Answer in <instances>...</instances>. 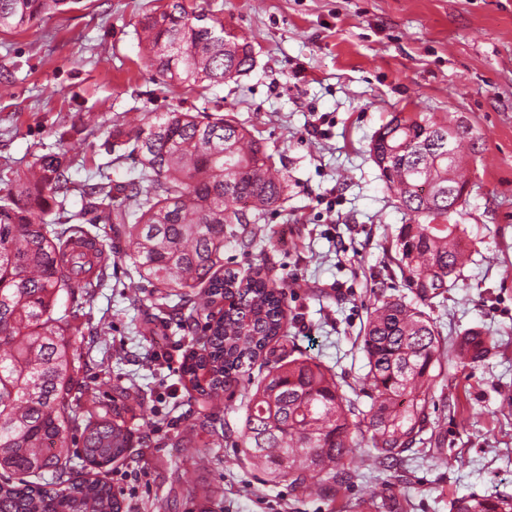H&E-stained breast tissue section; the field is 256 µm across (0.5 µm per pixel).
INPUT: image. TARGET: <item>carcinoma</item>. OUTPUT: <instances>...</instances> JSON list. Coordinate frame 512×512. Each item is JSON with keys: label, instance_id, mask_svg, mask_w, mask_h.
Instances as JSON below:
<instances>
[{"label": "carcinoma", "instance_id": "obj_1", "mask_svg": "<svg viewBox=\"0 0 512 512\" xmlns=\"http://www.w3.org/2000/svg\"><path fill=\"white\" fill-rule=\"evenodd\" d=\"M78 0H0V31H25ZM139 38L150 67L189 91L250 72L254 48L225 32L224 23L195 0H167L143 13ZM455 133L448 156V130ZM466 128L454 129L422 112H395L375 134L370 154L399 208L408 216L395 241L403 286L417 302L380 292L363 328L366 383L348 397L334 370L295 356L284 330L286 285L261 269L224 267V245L246 251L249 228L281 200L286 178L261 141L223 114L172 110L154 118L123 113L107 145L116 159L137 160L132 177L116 182L98 170L81 209L65 208L70 163L48 151L23 169L0 172V512H122L112 486L74 476L75 460L108 465L125 456L127 419L147 413L148 393L130 387L122 400L82 414L74 345L77 311L57 314L61 295L83 289L92 299L104 281V240L91 231L111 224L125 238L137 298L148 284L173 306L179 322L204 324L202 342L184 356L190 399L215 415L224 393L241 383L245 418L237 447L274 480L334 497L359 475V449L374 464L403 460L429 423L442 359L472 364L495 349L469 330L448 349L423 310L455 287L469 261L464 229L448 223L466 186L459 174ZM265 374L251 383L256 362ZM81 431L72 458L69 434ZM451 512H512V495L458 498Z\"/></svg>", "mask_w": 512, "mask_h": 512}]
</instances>
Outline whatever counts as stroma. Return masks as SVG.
Returning <instances> with one entry per match:
<instances>
[{
    "label": "stroma",
    "instance_id": "1",
    "mask_svg": "<svg viewBox=\"0 0 512 512\" xmlns=\"http://www.w3.org/2000/svg\"><path fill=\"white\" fill-rule=\"evenodd\" d=\"M215 18L254 45L238 80L187 93L160 84L139 48L149 0H81L38 26L0 32V165L25 167L42 147L66 154L75 186L109 163L117 113L155 117L177 109L234 116L263 142L288 178L281 202L249 251L228 245L224 263L261 267L288 287L285 328L298 353L319 359L361 388V333L381 289L403 294L392 244L404 222L370 155L395 112H424L467 127L468 192L450 222L473 247L455 288L430 315L443 344L469 329L494 336L497 353L450 362L445 387L408 466L361 475L335 498L266 481L236 448L242 390L224 399V445L206 459L164 446L191 434L210 441L188 414L180 362L187 347L159 298L123 292L124 243L108 242L109 278L87 305L101 339L75 346L79 381L111 403L116 385L152 388L149 426L125 459L85 477L106 479L122 512H451L457 498L512 494V0H210ZM464 467H449L450 457Z\"/></svg>",
    "mask_w": 512,
    "mask_h": 512
}]
</instances>
